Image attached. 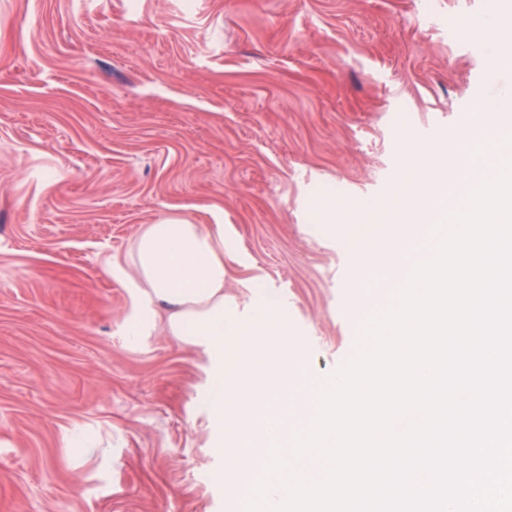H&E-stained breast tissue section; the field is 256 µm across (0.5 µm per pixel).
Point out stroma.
<instances>
[{"instance_id": "1", "label": "stroma", "mask_w": 512, "mask_h": 512, "mask_svg": "<svg viewBox=\"0 0 512 512\" xmlns=\"http://www.w3.org/2000/svg\"><path fill=\"white\" fill-rule=\"evenodd\" d=\"M491 16L512 29V0H0V512H240L221 360L127 333L137 234L223 211L224 294L282 299L304 432L398 289L359 284L304 202L379 199L408 151L455 148L512 88L458 30Z\"/></svg>"}]
</instances>
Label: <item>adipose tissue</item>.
<instances>
[{"instance_id": "obj_1", "label": "adipose tissue", "mask_w": 512, "mask_h": 512, "mask_svg": "<svg viewBox=\"0 0 512 512\" xmlns=\"http://www.w3.org/2000/svg\"><path fill=\"white\" fill-rule=\"evenodd\" d=\"M451 165L459 175L450 190L440 177ZM476 173L468 151L414 152L386 200L359 207L350 225L346 245L359 257L362 273L382 264L398 227L422 235L437 208L457 202ZM130 258L139 305L131 334L145 335L159 323L184 344L225 360L224 393L210 410L226 422L232 446L225 455V480L239 489L240 473L262 469L264 460L247 447L246 437H288L287 426L271 410L289 390L288 360L301 347L288 335L278 300L264 291L255 293L247 318L225 302L223 216L209 225L177 214L163 217L142 229Z\"/></svg>"}]
</instances>
